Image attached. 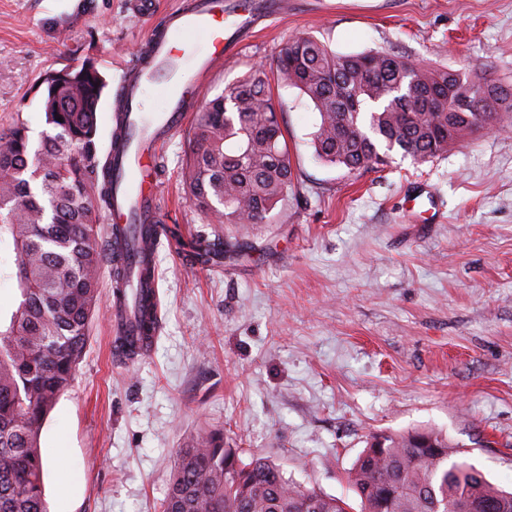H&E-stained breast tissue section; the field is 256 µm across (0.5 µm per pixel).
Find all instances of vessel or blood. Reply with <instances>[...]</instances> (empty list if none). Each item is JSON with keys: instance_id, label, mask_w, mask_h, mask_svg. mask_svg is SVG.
Wrapping results in <instances>:
<instances>
[{"instance_id": "1", "label": "vessel or blood", "mask_w": 512, "mask_h": 512, "mask_svg": "<svg viewBox=\"0 0 512 512\" xmlns=\"http://www.w3.org/2000/svg\"><path fill=\"white\" fill-rule=\"evenodd\" d=\"M283 6L284 0H245L242 7L228 12L221 0H181L170 14L167 30L149 37L136 66L126 71L118 86L116 109L126 119L117 131L123 147L114 160L117 189L106 215L112 248L123 253L125 265L124 276L113 279L111 285L120 294L110 309L116 336H141L143 306L158 305L156 279H140L141 263L154 259L157 244L133 239L132 234L138 224L161 225V180L156 170L160 147L185 130L194 94L215 69L252 33L261 17ZM167 61L179 62V70L159 73L160 64ZM148 85L166 99L165 109L149 117L141 102V91Z\"/></svg>"}]
</instances>
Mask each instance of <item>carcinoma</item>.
<instances>
[{
    "label": "carcinoma",
    "instance_id": "1",
    "mask_svg": "<svg viewBox=\"0 0 512 512\" xmlns=\"http://www.w3.org/2000/svg\"><path fill=\"white\" fill-rule=\"evenodd\" d=\"M313 104L317 158L350 173L398 150L417 162L476 131L506 123L512 85L384 50L337 54L309 36L282 48L275 69H254L196 112L184 172L190 199L216 224H261L288 195L293 172L271 81ZM106 82L78 70L46 82L45 135H0V244L19 292L0 319V512H49L40 435L70 386L98 309L104 252L95 230L112 203V154L101 156L97 112ZM468 94L472 110L453 101ZM169 236L191 259L219 240ZM348 481L361 512H512L492 482L433 428L371 436ZM162 512H349L343 498L292 483L272 460H243L216 434L175 453Z\"/></svg>",
    "mask_w": 512,
    "mask_h": 512
}]
</instances>
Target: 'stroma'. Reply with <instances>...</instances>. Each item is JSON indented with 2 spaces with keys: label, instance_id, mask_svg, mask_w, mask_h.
Masks as SVG:
<instances>
[{
  "label": "stroma",
  "instance_id": "obj_1",
  "mask_svg": "<svg viewBox=\"0 0 512 512\" xmlns=\"http://www.w3.org/2000/svg\"><path fill=\"white\" fill-rule=\"evenodd\" d=\"M151 3L0 0V134L21 120L38 145L36 84L90 60L107 81V147L123 69L180 0ZM303 35L512 83V0H288L197 103ZM273 93L293 184L266 223H208L181 177L186 134L166 146L164 222L234 249L198 268L161 243V329L129 359L112 349L104 264L100 312L41 434L43 455L65 453L44 469L50 512H160L176 449L205 432L353 512L347 477L369 437L415 427L447 432L512 489V132H475L424 163L395 151L353 175L316 157L310 100Z\"/></svg>",
  "mask_w": 512,
  "mask_h": 512
}]
</instances>
